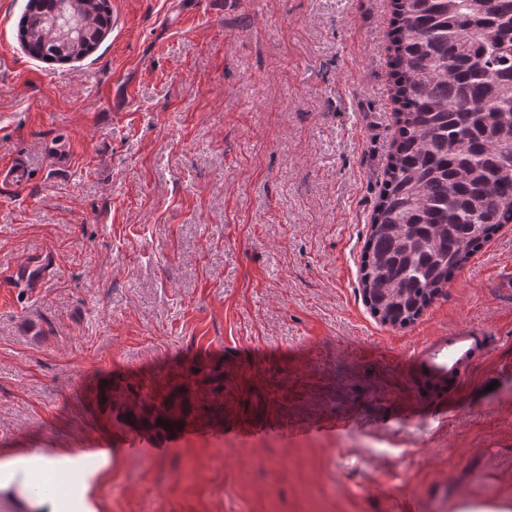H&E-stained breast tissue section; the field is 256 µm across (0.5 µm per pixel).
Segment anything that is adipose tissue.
<instances>
[{"mask_svg": "<svg viewBox=\"0 0 512 512\" xmlns=\"http://www.w3.org/2000/svg\"><path fill=\"white\" fill-rule=\"evenodd\" d=\"M83 457L79 454L9 455L0 459V491L10 494L21 512H90L85 500L86 488L76 485L67 500L53 496L31 497L33 484L62 469L79 471Z\"/></svg>", "mask_w": 512, "mask_h": 512, "instance_id": "adipose-tissue-1", "label": "adipose tissue"}]
</instances>
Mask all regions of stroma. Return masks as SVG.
<instances>
[{"mask_svg": "<svg viewBox=\"0 0 512 512\" xmlns=\"http://www.w3.org/2000/svg\"><path fill=\"white\" fill-rule=\"evenodd\" d=\"M0 0V457L82 451L94 512L512 507V224L412 323L364 243L396 136L391 0H108L77 60ZM488 337L433 408L413 353ZM178 427L119 423L144 378ZM111 451L108 468L96 449Z\"/></svg>", "mask_w": 512, "mask_h": 512, "instance_id": "35a3bbf8", "label": "stroma"}]
</instances>
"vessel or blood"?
Wrapping results in <instances>:
<instances>
[{
  "mask_svg": "<svg viewBox=\"0 0 512 512\" xmlns=\"http://www.w3.org/2000/svg\"><path fill=\"white\" fill-rule=\"evenodd\" d=\"M486 338L475 328L464 327L427 338L415 350L416 358L439 392L435 404L448 406V387L459 386L464 371L472 363Z\"/></svg>",
  "mask_w": 512,
  "mask_h": 512,
  "instance_id": "vessel-or-blood-1",
  "label": "vessel or blood"
}]
</instances>
